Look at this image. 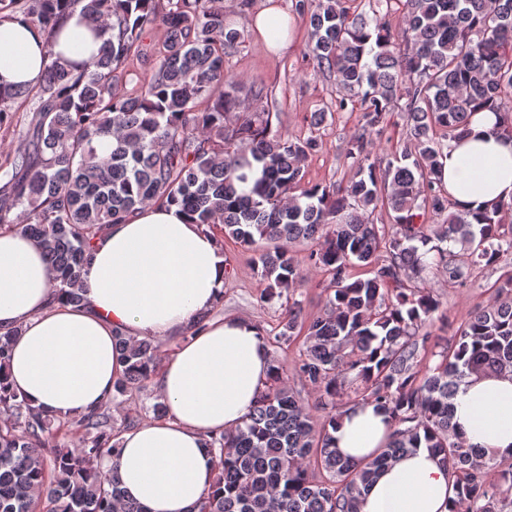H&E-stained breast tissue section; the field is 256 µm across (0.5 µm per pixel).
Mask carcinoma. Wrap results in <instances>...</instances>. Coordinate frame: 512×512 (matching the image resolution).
Masks as SVG:
<instances>
[{"label": "carcinoma", "instance_id": "obj_1", "mask_svg": "<svg viewBox=\"0 0 512 512\" xmlns=\"http://www.w3.org/2000/svg\"><path fill=\"white\" fill-rule=\"evenodd\" d=\"M215 0H0V19L21 11L57 37L76 7L104 36L89 66L56 58L34 87H0V125L11 103L34 102L28 148L0 163V230L38 239L54 296L82 302L95 239L108 224L148 204L177 205L194 224L252 249L266 283L261 299L288 295L276 346L300 343L293 371L315 395L320 425L287 388L273 360L271 383L241 426L211 437L215 491L191 512H356L361 487L397 455L426 444L455 481L451 512H512V456L486 457L452 424L451 398L471 375L512 374V275L454 334L427 330L440 301L422 287L433 271L464 288L475 267L512 256L511 206L473 220L454 210L441 158L467 131L474 109L499 115L512 137V0H308L306 56L333 76L336 107L362 112L338 187L306 181L304 160L320 147L271 130L268 112H239L227 50L241 33ZM400 6L395 22L378 8ZM165 29L150 78L128 93L114 73L142 54L146 28ZM404 112L402 148L372 154L388 113ZM108 139V156L99 144ZM21 208L11 217L15 208ZM382 209L392 230L370 216ZM443 218L429 225L425 213ZM310 245L309 264L330 277L321 311L304 315L293 298L304 274L292 245ZM460 244L456 251L454 244ZM356 267L369 277L357 278ZM13 330L0 334V512H145L125 500L103 461L120 430L112 404L141 389L157 368L149 339L117 338L124 371L112 399L70 418L79 436L60 444L63 422L31 408L4 378ZM439 361L421 368L422 354ZM373 404L393 430L366 461L342 457L331 431L350 406Z\"/></svg>", "mask_w": 512, "mask_h": 512}]
</instances>
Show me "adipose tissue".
<instances>
[{
  "instance_id": "ef3b65f1",
  "label": "adipose tissue",
  "mask_w": 512,
  "mask_h": 512,
  "mask_svg": "<svg viewBox=\"0 0 512 512\" xmlns=\"http://www.w3.org/2000/svg\"><path fill=\"white\" fill-rule=\"evenodd\" d=\"M101 45L81 10L62 22L54 46L17 14L0 21V85L38 84L51 56L86 62ZM498 116L476 112L453 143L444 187L464 215L512 203V139ZM226 266L216 238L188 223L177 207L149 204L94 242L82 306L55 301L43 247L22 231H0V332L17 331L9 380L29 405L69 417L111 398L124 366L115 333L175 340L153 381L167 405L163 418L119 437L106 466L128 501L145 512H191L213 484L211 436L234 430L255 407L272 359L262 330L236 315L214 316ZM452 403L467 445L486 455L512 453V375L466 378ZM391 427L374 406L349 408L333 432L339 453L364 461L388 442ZM454 480L427 448L409 451L363 490L358 512H449Z\"/></svg>"
}]
</instances>
